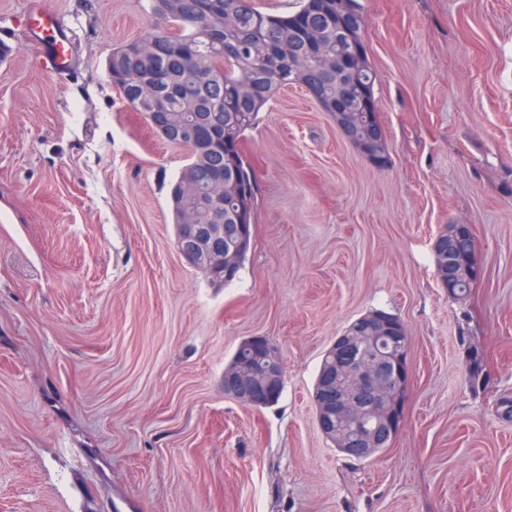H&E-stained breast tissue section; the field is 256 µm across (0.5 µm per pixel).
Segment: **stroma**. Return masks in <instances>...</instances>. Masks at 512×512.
Masks as SVG:
<instances>
[{
    "instance_id": "stroma-1",
    "label": "stroma",
    "mask_w": 512,
    "mask_h": 512,
    "mask_svg": "<svg viewBox=\"0 0 512 512\" xmlns=\"http://www.w3.org/2000/svg\"><path fill=\"white\" fill-rule=\"evenodd\" d=\"M361 2L389 162L284 88L244 135L255 238L219 287L175 245L186 150L107 73L150 0H0V512H512V0ZM35 3L65 70L25 37ZM449 224L483 270L463 304L434 263ZM373 309L406 325L411 379L396 438L357 461L312 390ZM251 336L283 362L267 409L224 395Z\"/></svg>"
}]
</instances>
